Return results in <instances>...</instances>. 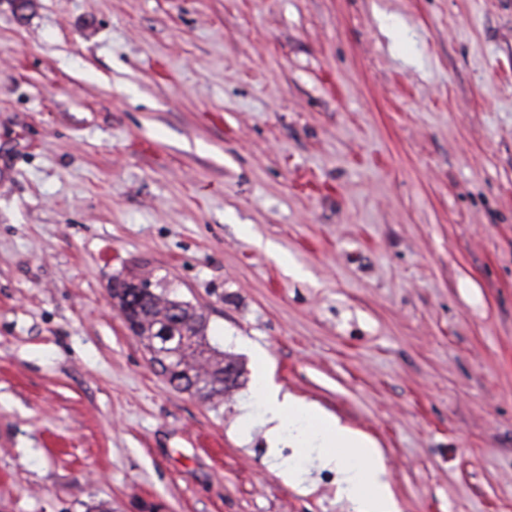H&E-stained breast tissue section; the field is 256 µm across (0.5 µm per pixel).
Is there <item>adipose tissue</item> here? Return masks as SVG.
Here are the masks:
<instances>
[{"mask_svg":"<svg viewBox=\"0 0 512 512\" xmlns=\"http://www.w3.org/2000/svg\"><path fill=\"white\" fill-rule=\"evenodd\" d=\"M255 395L265 410L266 440L275 449L298 435L316 436L323 448L318 467H335L342 494L360 506V512H399L387 479L381 451L367 435L342 425L314 404L269 387L258 378Z\"/></svg>","mask_w":512,"mask_h":512,"instance_id":"ef3b65f1","label":"adipose tissue"}]
</instances>
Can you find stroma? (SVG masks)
I'll return each mask as SVG.
<instances>
[{
    "label": "stroma",
    "instance_id": "35a3bbf8",
    "mask_svg": "<svg viewBox=\"0 0 512 512\" xmlns=\"http://www.w3.org/2000/svg\"><path fill=\"white\" fill-rule=\"evenodd\" d=\"M152 273L243 368L170 385ZM273 386L400 512H512V0H0V512H357L285 483ZM255 396L264 406L265 436L272 452L285 439L287 425L288 443L296 442L300 434L316 436L324 448L316 467H336L341 493L357 502L360 512H399L381 451L373 439L342 425L304 399L281 394L279 389L269 387L263 375L257 380Z\"/></svg>",
    "mask_w": 512,
    "mask_h": 512
}]
</instances>
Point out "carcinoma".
<instances>
[{
	"label": "carcinoma",
	"mask_w": 512,
	"mask_h": 512,
	"mask_svg": "<svg viewBox=\"0 0 512 512\" xmlns=\"http://www.w3.org/2000/svg\"><path fill=\"white\" fill-rule=\"evenodd\" d=\"M155 291L133 311L132 332L138 336L157 361V354L172 353L179 370L169 382L203 397L222 396L238 386L241 368L237 361L224 354L207 339L208 323L204 314L190 303L180 300L166 290ZM170 325L171 336L156 334L161 325Z\"/></svg>",
	"instance_id": "obj_1"
}]
</instances>
